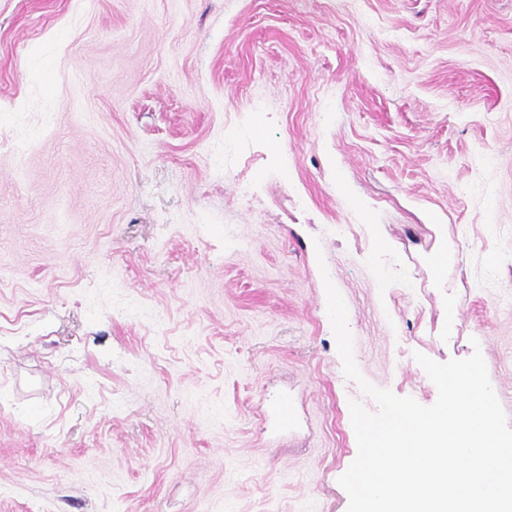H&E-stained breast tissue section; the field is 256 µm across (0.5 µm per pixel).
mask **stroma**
I'll list each match as a JSON object with an SVG mask.
<instances>
[{"label":"stroma","mask_w":512,"mask_h":512,"mask_svg":"<svg viewBox=\"0 0 512 512\" xmlns=\"http://www.w3.org/2000/svg\"><path fill=\"white\" fill-rule=\"evenodd\" d=\"M328 280L512 421V0H0V512H347Z\"/></svg>","instance_id":"35a3bbf8"}]
</instances>
